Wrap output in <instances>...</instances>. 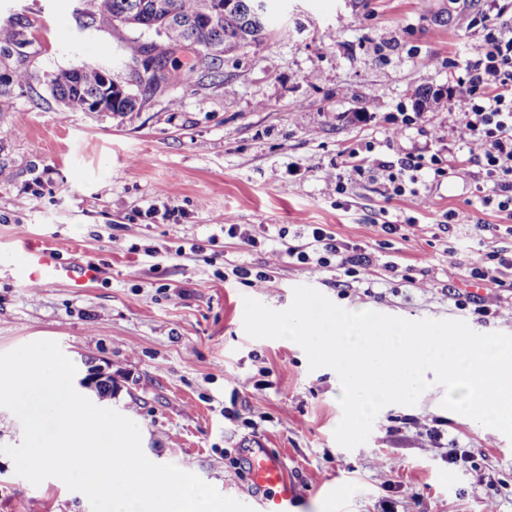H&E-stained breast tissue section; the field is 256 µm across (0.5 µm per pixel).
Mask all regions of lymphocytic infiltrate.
<instances>
[{
  "label": "lymphocytic infiltrate",
  "mask_w": 512,
  "mask_h": 512,
  "mask_svg": "<svg viewBox=\"0 0 512 512\" xmlns=\"http://www.w3.org/2000/svg\"><path fill=\"white\" fill-rule=\"evenodd\" d=\"M484 35L475 59L465 61L457 78L458 92L452 106L464 117L461 138L471 156L482 167L483 178L493 193L483 196L484 205L512 216V17L504 7L481 12ZM344 168L362 175L386 171L392 197H404L421 174L434 179L449 175V164L438 155H410L398 170H386L373 154L372 146L342 150ZM289 256L307 265L311 273L336 266L344 275L367 274L369 254L358 247L339 243L321 227H311L304 244L288 247Z\"/></svg>",
  "instance_id": "obj_1"
}]
</instances>
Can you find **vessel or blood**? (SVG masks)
Instances as JSON below:
<instances>
[{
  "label": "vessel or blood",
  "instance_id": "b4317fda",
  "mask_svg": "<svg viewBox=\"0 0 512 512\" xmlns=\"http://www.w3.org/2000/svg\"><path fill=\"white\" fill-rule=\"evenodd\" d=\"M0 269L10 272L21 285L62 282L78 293L100 276L97 264H76L64 260L58 251L36 244L0 248ZM249 468L255 488L250 501L254 512H300L307 500L306 491L290 475L283 455L267 448L252 449Z\"/></svg>",
  "mask_w": 512,
  "mask_h": 512
}]
</instances>
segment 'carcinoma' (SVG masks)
<instances>
[{
  "mask_svg": "<svg viewBox=\"0 0 512 512\" xmlns=\"http://www.w3.org/2000/svg\"><path fill=\"white\" fill-rule=\"evenodd\" d=\"M75 13L85 28L99 18L152 31L161 43L126 41L122 52L126 58L130 81L140 82L138 68L150 59L158 63L156 84L167 81L165 58L176 48L197 46L203 52L211 76L221 74L224 56L242 45L260 41L266 31L267 0H77ZM28 44L22 30L11 23L0 25V52ZM53 94L66 109L85 112L94 102L109 111L132 112L137 99L124 82L105 81L102 66L85 64L57 73L50 81Z\"/></svg>",
  "mask_w": 512,
  "mask_h": 512,
  "instance_id": "carcinoma-1",
  "label": "carcinoma"
}]
</instances>
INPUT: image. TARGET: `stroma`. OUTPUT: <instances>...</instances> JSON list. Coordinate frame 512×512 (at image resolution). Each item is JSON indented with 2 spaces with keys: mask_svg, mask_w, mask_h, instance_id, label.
Returning <instances> with one entry per match:
<instances>
[{
  "mask_svg": "<svg viewBox=\"0 0 512 512\" xmlns=\"http://www.w3.org/2000/svg\"><path fill=\"white\" fill-rule=\"evenodd\" d=\"M75 7L0 0V23L30 41L0 54V76L28 75L0 95V245L25 238L96 263L101 277L78 294L61 283L25 288L1 271L0 353L54 341L77 378L111 374L105 406L138 424L147 458L228 497L252 495L245 451L260 446L284 454L307 490L305 512H512V441L443 409L441 386L416 405L384 407L368 441L348 450L334 438L336 372L309 370L297 343L243 328L244 298L282 310L294 287L309 285L349 311L512 334V268L492 265L481 281L486 315L460 304L473 247L512 257V219L480 200L492 186L460 138L462 114L447 103L413 106L416 90L455 86L454 61L482 42L473 19L485 0H269L266 35L226 55L219 78L197 51L174 50L168 84H130L138 104L123 115L68 111L50 80L85 63L127 77L123 42L154 35L109 20L79 30ZM406 113L414 124L403 125ZM365 143L387 162L436 154L464 168L424 179L406 201L390 198L379 174L346 175V192L334 193L325 172L343 147ZM151 205L179 221L145 223ZM451 210L461 223L447 233ZM389 221L401 233L386 235ZM222 222L248 225L257 246L221 235ZM304 224L371 252V275H314L282 255ZM480 224L500 230L481 238ZM213 234L219 268L215 251L189 250ZM237 266L269 279L235 282ZM0 512L91 506L57 479L32 485L0 454Z\"/></svg>",
  "mask_w": 512,
  "mask_h": 512,
  "instance_id": "obj_1",
  "label": "stroma"
}]
</instances>
